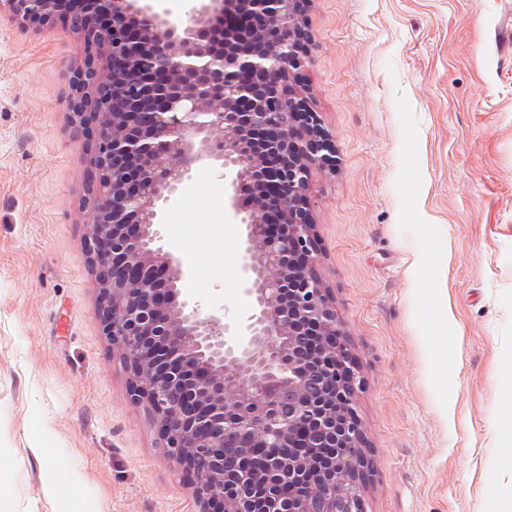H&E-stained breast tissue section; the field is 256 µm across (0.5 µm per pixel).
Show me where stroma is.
I'll use <instances>...</instances> for the list:
<instances>
[{
	"label": "stroma",
	"instance_id": "stroma-1",
	"mask_svg": "<svg viewBox=\"0 0 512 512\" xmlns=\"http://www.w3.org/2000/svg\"><path fill=\"white\" fill-rule=\"evenodd\" d=\"M301 85L333 138L316 272L363 380L364 512L512 498V0H310ZM88 54L0 25V512H197L99 320L72 138ZM200 164L162 217L183 295L236 324L245 228Z\"/></svg>",
	"mask_w": 512,
	"mask_h": 512
}]
</instances>
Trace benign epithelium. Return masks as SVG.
I'll use <instances>...</instances> for the list:
<instances>
[{"label": "benign epithelium", "instance_id": "benign-epithelium-1", "mask_svg": "<svg viewBox=\"0 0 512 512\" xmlns=\"http://www.w3.org/2000/svg\"><path fill=\"white\" fill-rule=\"evenodd\" d=\"M300 0H197L172 19L138 0H93L67 15L96 54L72 76L75 128L93 141L88 251L104 336L129 370V394L159 427L198 512H363L370 469L356 408L361 381L336 302L315 269L308 192L336 148L298 84L311 63ZM63 0H0L18 28L51 30ZM246 5V29L208 30ZM266 133L265 149L249 135ZM229 176L227 210L245 225L241 273L251 299L235 326L181 298V261L158 245L156 219L194 166ZM286 189L270 213L263 190ZM336 449V478L284 456L238 475L298 433Z\"/></svg>", "mask_w": 512, "mask_h": 512}]
</instances>
